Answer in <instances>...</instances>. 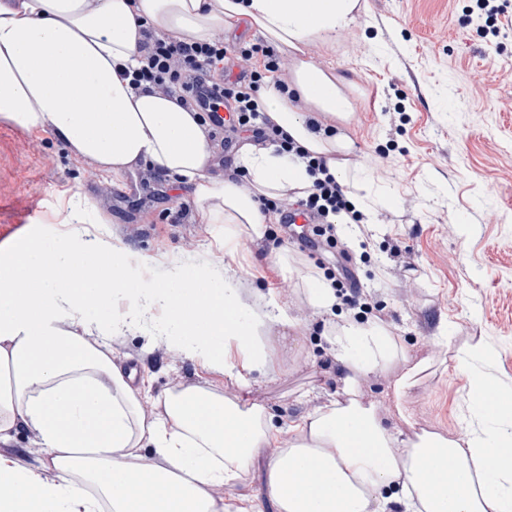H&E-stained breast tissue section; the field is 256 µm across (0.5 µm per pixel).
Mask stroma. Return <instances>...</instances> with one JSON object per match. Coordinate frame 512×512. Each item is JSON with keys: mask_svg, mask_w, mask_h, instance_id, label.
<instances>
[{"mask_svg": "<svg viewBox=\"0 0 512 512\" xmlns=\"http://www.w3.org/2000/svg\"><path fill=\"white\" fill-rule=\"evenodd\" d=\"M307 54L350 83L352 167L391 199L365 236L340 232L335 249L299 248L277 220L263 238L240 233L230 255L215 245V227L201 222L188 187L167 177L145 184L143 164L113 182L51 131L0 121V248L33 215L52 238L62 206L80 193L108 216L106 232L142 258L160 265L176 256L192 271L223 267L259 312L273 297L287 304L293 326L267 324L270 358L264 371L248 372L245 387L143 330L111 337L116 366L135 371L146 420L162 413L165 393L193 386L264 407L289 432L343 395L328 331L376 321L403 355L360 376L357 397L394 428L395 453L422 431L466 440L491 415L470 418L457 352L484 342L494 383L512 387V27L493 33L476 0H370L333 45L308 46ZM408 261L415 270H405ZM344 266L356 276L361 306L340 301L319 313L308 288L330 283ZM414 365L419 373L395 398V381ZM281 448L274 442L212 495L228 504L247 495L272 512L263 471ZM0 454L54 477L34 430L0 440Z\"/></svg>", "mask_w": 512, "mask_h": 512, "instance_id": "35a3bbf8", "label": "stroma"}]
</instances>
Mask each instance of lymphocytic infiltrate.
<instances>
[{"mask_svg":"<svg viewBox=\"0 0 512 512\" xmlns=\"http://www.w3.org/2000/svg\"><path fill=\"white\" fill-rule=\"evenodd\" d=\"M142 36L140 65L132 73L134 85L175 97L182 107L197 113L205 134L224 126L235 136L255 127L263 140L283 151H294V143L259 109L262 91L272 88L283 93L288 88L283 78L288 61L273 47L231 44L219 33L205 43L178 41L149 28ZM228 62L238 67V75L226 83L217 81V73ZM218 95L233 112L232 123H225L211 105V98ZM308 166L315 180L307 197L297 200L286 193L272 207L283 217L294 210L305 212L313 234L332 245L336 242L335 217L346 209L347 201L324 157L310 158Z\"/></svg>","mask_w":512,"mask_h":512,"instance_id":"1","label":"lymphocytic infiltrate"}]
</instances>
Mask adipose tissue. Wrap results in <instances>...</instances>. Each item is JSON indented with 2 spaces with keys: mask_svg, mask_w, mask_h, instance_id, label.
Wrapping results in <instances>:
<instances>
[{
  "mask_svg": "<svg viewBox=\"0 0 512 512\" xmlns=\"http://www.w3.org/2000/svg\"><path fill=\"white\" fill-rule=\"evenodd\" d=\"M363 9L361 0H0V121L53 130L112 179L141 162L191 186L201 221L219 225L228 251L239 228L265 236L273 216L263 200L289 189L306 194L310 154L326 158L351 213L371 224L387 199L352 175L353 140L310 124H348V87L305 53L331 44ZM243 21L291 58L287 94L271 90L260 103L307 155L245 145L237 182L211 173L196 113L132 86L120 71L137 66L141 29L204 43L215 29ZM351 213L337 223H350ZM107 221L79 195L51 240L36 232L0 250V439L33 429L56 472L45 481L0 455V512H225L210 490L276 441L266 410L187 387L164 394V417L146 422L107 340L144 324L200 365L235 373L222 353L233 347L245 367L260 371L269 357L262 324L293 319L273 299L263 314L248 311L222 267L189 275L175 259L150 265L101 231ZM59 268L70 270L69 281L52 277ZM66 321L70 330H61ZM332 341L348 386L400 353L375 324H347ZM488 356L479 342L456 357L472 372L477 412L494 386L471 366ZM497 391L492 422L465 443L425 431L400 456L374 406L352 400L321 408L268 460L267 496L275 512H387L397 486L405 512H512V388ZM147 446L164 466L138 463Z\"/></svg>",
  "mask_w": 512,
  "mask_h": 512,
  "instance_id": "1",
  "label": "adipose tissue"
}]
</instances>
